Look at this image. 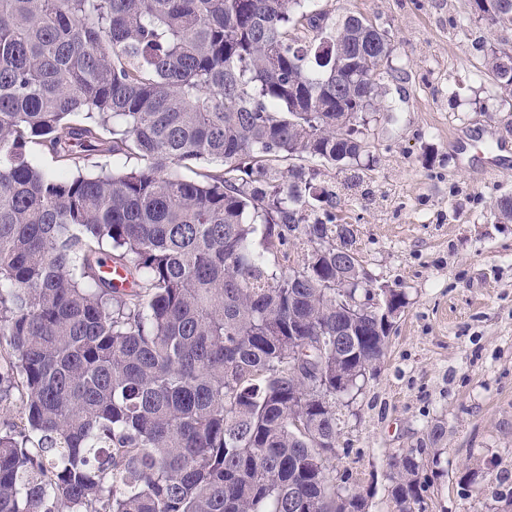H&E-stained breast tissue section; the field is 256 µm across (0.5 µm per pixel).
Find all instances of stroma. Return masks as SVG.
I'll list each match as a JSON object with an SVG mask.
<instances>
[{
  "mask_svg": "<svg viewBox=\"0 0 512 512\" xmlns=\"http://www.w3.org/2000/svg\"><path fill=\"white\" fill-rule=\"evenodd\" d=\"M330 18L354 13L391 38L386 94L365 130L369 161L321 167L336 221L354 225L375 285L400 289L386 358L337 400L329 466L394 512L389 464L419 450L422 512H512V100L486 69L512 27L474 15L470 0H314ZM509 153L484 178L486 144ZM444 425L440 448L428 443Z\"/></svg>",
  "mask_w": 512,
  "mask_h": 512,
  "instance_id": "1",
  "label": "stroma"
}]
</instances>
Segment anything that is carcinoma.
Wrapping results in <instances>:
<instances>
[{
	"instance_id": "obj_1",
	"label": "carcinoma",
	"mask_w": 512,
	"mask_h": 512,
	"mask_svg": "<svg viewBox=\"0 0 512 512\" xmlns=\"http://www.w3.org/2000/svg\"><path fill=\"white\" fill-rule=\"evenodd\" d=\"M471 8L512 26V0ZM393 52L305 0H0V398L25 416L0 512H366L315 460L391 329L319 170L279 163H361L345 113ZM117 155L142 166L82 173ZM199 161L220 169L181 176ZM390 478L415 512V449Z\"/></svg>"
}]
</instances>
